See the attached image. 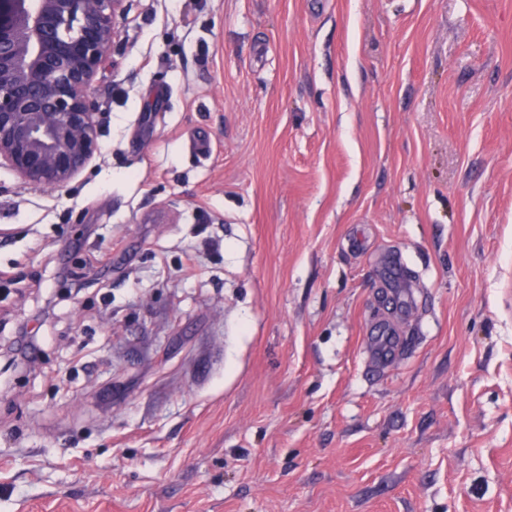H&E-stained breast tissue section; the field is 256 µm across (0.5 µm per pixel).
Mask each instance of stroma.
Returning <instances> with one entry per match:
<instances>
[{
  "instance_id": "obj_1",
  "label": "stroma",
  "mask_w": 512,
  "mask_h": 512,
  "mask_svg": "<svg viewBox=\"0 0 512 512\" xmlns=\"http://www.w3.org/2000/svg\"><path fill=\"white\" fill-rule=\"evenodd\" d=\"M94 87L0 168V512H512V0H131ZM403 347V338L389 327L381 329L368 339V352L371 359L384 364L396 357Z\"/></svg>"
}]
</instances>
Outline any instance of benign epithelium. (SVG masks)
I'll return each mask as SVG.
<instances>
[{
    "mask_svg": "<svg viewBox=\"0 0 512 512\" xmlns=\"http://www.w3.org/2000/svg\"><path fill=\"white\" fill-rule=\"evenodd\" d=\"M129 0H0V165L59 189L100 152L95 74Z\"/></svg>",
    "mask_w": 512,
    "mask_h": 512,
    "instance_id": "obj_1",
    "label": "benign epithelium"
}]
</instances>
